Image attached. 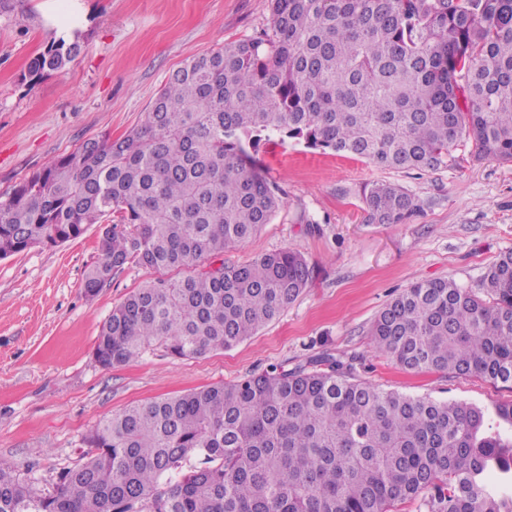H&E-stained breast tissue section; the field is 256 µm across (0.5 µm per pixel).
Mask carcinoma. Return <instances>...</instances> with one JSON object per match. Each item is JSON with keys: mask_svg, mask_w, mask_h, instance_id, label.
I'll list each match as a JSON object with an SVG mask.
<instances>
[{"mask_svg": "<svg viewBox=\"0 0 512 512\" xmlns=\"http://www.w3.org/2000/svg\"><path fill=\"white\" fill-rule=\"evenodd\" d=\"M270 29L174 71L143 122L83 143L0 195V258L100 226L94 297L128 265L130 292L92 352L110 369L161 347L179 359L255 335L312 280L298 252L240 263L280 208L252 152L272 138L434 170L452 148L512 164V0H271ZM79 37L30 69L62 72ZM370 224L414 196L362 190ZM220 261V266L213 263ZM175 271L180 277L167 276ZM376 348L416 372L512 384V251L474 286L421 280L375 318ZM85 461L43 493L0 465V512H512V402L485 408L386 390L322 354L288 369L132 403L84 437Z\"/></svg>", "mask_w": 512, "mask_h": 512, "instance_id": "obj_1", "label": "carcinoma"}]
</instances>
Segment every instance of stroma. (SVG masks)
<instances>
[{"mask_svg": "<svg viewBox=\"0 0 512 512\" xmlns=\"http://www.w3.org/2000/svg\"><path fill=\"white\" fill-rule=\"evenodd\" d=\"M63 25L80 31V54L63 73L31 72ZM270 25V0H0V194L86 140L122 136L186 61ZM256 158L283 204L226 258L245 262L286 247L314 274L275 321L232 349L189 359L155 350L111 369L95 363L103 321L155 277L130 266L87 298L82 282L99 258L98 225L0 259V464L51 491L102 416L323 352L387 390L489 407L512 400L510 383L406 372L371 338L378 313L413 282L473 285L512 249L511 164L476 159L468 145L435 170H382L295 140L263 144ZM372 181L407 189L418 212L404 224L367 223L361 188Z\"/></svg>", "mask_w": 512, "mask_h": 512, "instance_id": "35a3bbf8", "label": "stroma"}]
</instances>
